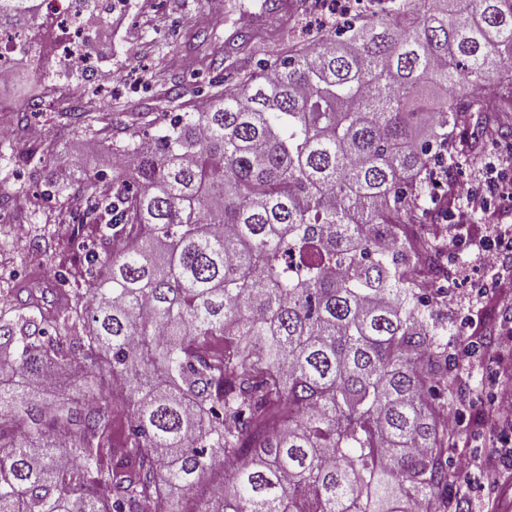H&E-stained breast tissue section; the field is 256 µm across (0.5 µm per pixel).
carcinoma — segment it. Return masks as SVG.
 Returning <instances> with one entry per match:
<instances>
[{"instance_id": "1", "label": "carcinoma", "mask_w": 512, "mask_h": 512, "mask_svg": "<svg viewBox=\"0 0 512 512\" xmlns=\"http://www.w3.org/2000/svg\"><path fill=\"white\" fill-rule=\"evenodd\" d=\"M0 84L53 70L59 23L0 0ZM444 89L415 135L408 104ZM512 0H390L174 93L115 173H68L88 247L66 301L6 288L0 512H450L454 395L435 194L508 136ZM56 117L110 130L78 100ZM467 132L461 139L458 132ZM51 142L27 162L57 163ZM207 495L196 498L209 475Z\"/></svg>"}]
</instances>
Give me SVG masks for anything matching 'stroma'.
Segmentation results:
<instances>
[{
  "label": "stroma",
  "instance_id": "stroma-1",
  "mask_svg": "<svg viewBox=\"0 0 512 512\" xmlns=\"http://www.w3.org/2000/svg\"><path fill=\"white\" fill-rule=\"evenodd\" d=\"M287 9L268 10L264 0H112L113 14L105 25H90L95 71L84 74L62 72L59 84L81 85L86 110L121 113L129 130H138L141 113L172 111L167 100L171 90L206 98L208 83L225 72L223 47L240 29H248L254 40L250 51L237 64L255 68L259 59L278 52L288 34L299 33L310 15L299 0H287ZM207 15L206 38H197L195 19ZM112 75L108 93L92 94L96 71ZM64 146L76 157L77 168L95 166L107 156L101 135L76 129L52 113L28 122L7 139L6 144L23 159L49 141ZM512 168V139L487 138L482 147L463 161L453 182L462 199L465 221L449 217L441 224L438 238L460 235L459 247L449 248L442 257L448 267V298L435 312L448 326V359L457 378V394L448 407V417L460 433L448 448V460L457 472L449 486L452 499L465 498L467 512H512V432L502 433L479 427L478 421L490 399L499 391L500 366L512 360V304L492 294H482L478 284L491 282L493 268L476 258L473 242L494 240L501 229L489 211L470 208L467 200L483 189L490 163ZM56 168L44 164L35 168L19 165L15 176L0 183V281L11 280L14 288L41 291L43 269L31 245L39 239L49 244H68L81 251L82 241L73 235L71 217L59 215L55 201L39 196L47 184L56 182ZM490 329V345L475 344L473 326ZM500 448L503 480L488 484L481 470L489 449Z\"/></svg>",
  "mask_w": 512,
  "mask_h": 512
}]
</instances>
